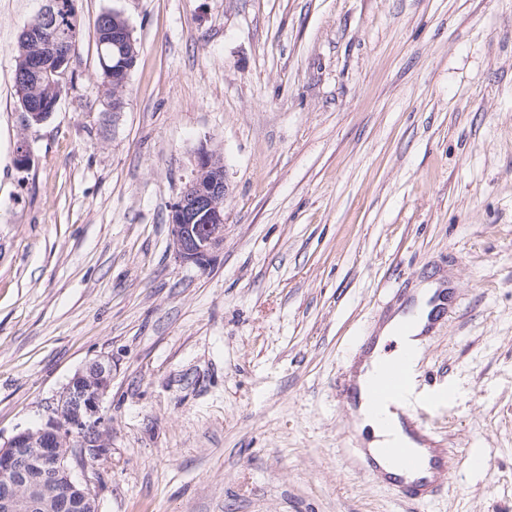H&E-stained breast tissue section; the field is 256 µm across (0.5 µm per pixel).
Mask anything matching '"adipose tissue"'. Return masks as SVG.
<instances>
[{
    "label": "adipose tissue",
    "mask_w": 512,
    "mask_h": 512,
    "mask_svg": "<svg viewBox=\"0 0 512 512\" xmlns=\"http://www.w3.org/2000/svg\"><path fill=\"white\" fill-rule=\"evenodd\" d=\"M435 289L436 286L432 283L421 285L417 293L418 305L414 313L394 315L383 326L374 349L364 359L358 370L357 382H364L384 362H387L388 356L383 352V346L387 341H396L399 349L402 350L421 346V333L427 323L429 311L427 301ZM356 427L368 434L369 446L373 449L407 436L397 414L391 413L386 408L376 409L367 405L361 406L357 414Z\"/></svg>",
    "instance_id": "1"
}]
</instances>
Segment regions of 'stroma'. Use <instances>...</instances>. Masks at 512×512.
Returning a JSON list of instances; mask_svg holds the SVG:
<instances>
[{
	"label": "stroma",
	"mask_w": 512,
	"mask_h": 512,
	"mask_svg": "<svg viewBox=\"0 0 512 512\" xmlns=\"http://www.w3.org/2000/svg\"><path fill=\"white\" fill-rule=\"evenodd\" d=\"M43 3L0 0V437L98 360L109 451L74 475L99 512H415L358 470L336 383L436 281L428 421L458 457L428 512H512V0H74L29 127L14 48ZM108 10L138 45L117 114ZM203 146L227 190L200 268L168 216ZM112 12L113 15H116L114 22H121V25H117L114 30ZM103 17H105V20L104 24L101 25L100 21ZM113 32L115 33L114 37ZM96 33L100 75L105 85H112V93L110 99L112 104V112L113 114L116 112H123L126 105L124 91L126 89L129 74L135 66L138 56V51L135 49L137 44L134 40L132 29L128 20L121 12L112 10L105 11L98 17ZM116 39L121 41L128 51V61L126 63H121L122 59L120 57V53L115 46H112L113 41ZM120 63L122 67L118 68ZM113 73L115 74V77H113ZM124 73H126V76L121 79ZM455 303V295L452 288H441L435 296L431 299L430 305L432 309L429 314V322L426 328L428 334L437 323L442 321L448 313V310L453 307Z\"/></svg>",
	"instance_id": "35a3bbf8"
}]
</instances>
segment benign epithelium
Here are the masks:
<instances>
[{"instance_id": "7a95c632", "label": "benign epithelium", "mask_w": 512, "mask_h": 512, "mask_svg": "<svg viewBox=\"0 0 512 512\" xmlns=\"http://www.w3.org/2000/svg\"><path fill=\"white\" fill-rule=\"evenodd\" d=\"M57 0H46L37 25L27 28L23 49L33 88L44 85L62 92L72 51L57 52L64 45L59 27ZM121 25L114 38L121 41L127 61L114 70L110 102L112 112L125 108L124 91L135 66L138 51L132 29L116 11ZM223 157L198 149L190 179L170 207V247L183 264L205 266L224 245ZM112 381V366L93 361L78 371L62 395L47 406V420L36 429H23L0 443V512H99L90 480L73 478L75 468L84 469L108 452L102 430V402Z\"/></svg>"}]
</instances>
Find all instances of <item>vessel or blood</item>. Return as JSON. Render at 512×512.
Returning a JSON list of instances; mask_svg holds the SVG:
<instances>
[{"label": "vessel or blood", "instance_id": "1", "mask_svg": "<svg viewBox=\"0 0 512 512\" xmlns=\"http://www.w3.org/2000/svg\"><path fill=\"white\" fill-rule=\"evenodd\" d=\"M454 303L452 289L439 290L430 301V324L442 321ZM413 359L412 351H404L399 359L385 363L361 385L353 379H344L336 395L353 409L365 403L378 408L386 406L399 414L413 438L412 444L399 442L374 452L359 448L355 460L360 470L385 481L400 498L424 505L440 489L448 487L452 462L448 449L432 435L427 419L407 410L408 401L422 382V374ZM383 460L392 462V472L382 471L379 463Z\"/></svg>", "mask_w": 512, "mask_h": 512}]
</instances>
